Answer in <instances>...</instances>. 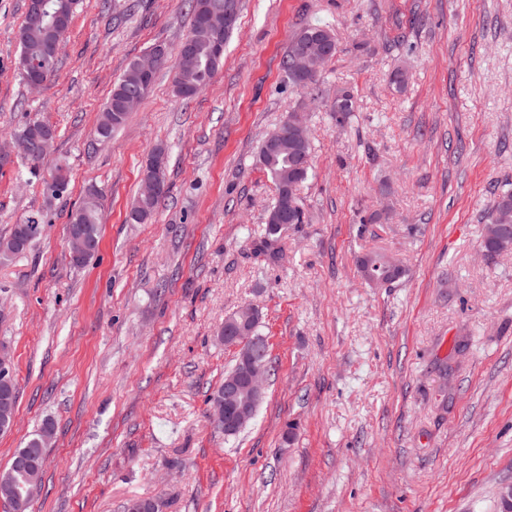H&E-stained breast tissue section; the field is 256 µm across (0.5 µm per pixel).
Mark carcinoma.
<instances>
[{"label":"carcinoma","instance_id":"carcinoma-1","mask_svg":"<svg viewBox=\"0 0 512 512\" xmlns=\"http://www.w3.org/2000/svg\"><path fill=\"white\" fill-rule=\"evenodd\" d=\"M192 12V24L188 34L196 30L199 16L198 10L205 6L215 15H222L229 10L238 13V0H186ZM48 35L44 27L34 22L30 14H25L19 32L20 55L19 71H24L26 65H38L44 69L46 77L50 78L57 71L58 59L50 61L45 59ZM309 46L316 52L330 49V56L337 52V42L331 30L322 25H307L295 32L289 42V47L298 44ZM173 63L175 77L172 84L173 96L182 101H190L203 91L211 82L221 61L216 59L210 49V38L205 33L196 35L193 50L186 54L168 52L160 65ZM140 90L139 76L136 63L129 64L123 75L113 84L112 90L103 104L95 134L100 140H107L112 133L119 129L126 121L128 112L120 111V103L129 92ZM310 140L302 138L296 147L288 151L272 155L268 152L267 143L261 142L258 151V163L274 184L276 197L265 216V228L255 244L254 250L259 254L275 253L282 233L294 224L305 223V213L298 200H288V190L284 189L285 178L292 176L302 182L309 177ZM167 192L166 182H161L158 198L147 201L136 196L131 202L126 221L131 224H146L152 220L159 204ZM103 193L84 192L79 203L69 215L67 228L79 227L90 239L98 242L101 237L103 220ZM512 210V190L500 192L494 199L488 212V223L482 241V248L489 257L512 250V223H503V218ZM43 222L32 219L29 223L14 224L9 236L0 240V255L9 257L28 250L39 239L42 233ZM359 271L365 281L373 282L378 287L387 288L399 281L405 275V268L392 256L380 251H367L357 258ZM248 331L245 334L247 341L259 340L263 350L259 361L264 364L268 372H274L270 347L266 336L260 327L261 317L243 315ZM6 391L8 400L0 396V428H9L15 416L18 398V386L14 377L0 378V393ZM52 428L47 422L38 430L30 434L22 447L16 449L9 466L3 473L11 475L10 486L0 492V499L8 506V512H28L29 504L34 491L41 486L45 467V449L39 447L37 441L41 431Z\"/></svg>","mask_w":512,"mask_h":512}]
</instances>
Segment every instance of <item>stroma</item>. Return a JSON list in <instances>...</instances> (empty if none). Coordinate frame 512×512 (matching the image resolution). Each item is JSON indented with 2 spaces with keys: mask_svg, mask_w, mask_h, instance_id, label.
Returning <instances> with one entry per match:
<instances>
[{
  "mask_svg": "<svg viewBox=\"0 0 512 512\" xmlns=\"http://www.w3.org/2000/svg\"><path fill=\"white\" fill-rule=\"evenodd\" d=\"M241 4L203 92L177 101L162 68L102 142L114 82L187 34L183 0H80L36 91L18 70L26 0H0V147L44 120L58 131L45 165L70 175L55 199L18 165L0 169V237L45 219L31 250L0 259V353L19 389L0 470L49 420L29 512H124L156 496L164 512H498L512 483V252L488 258L481 240L512 189V0ZM309 24L338 50L304 94L283 59ZM342 90L355 110L340 127L329 106ZM291 112L311 142L307 221L267 262L252 241L276 191L256 152ZM159 145L168 193L151 222L127 223ZM91 184L104 194L100 248L75 267L66 225ZM371 250L404 279L369 287L356 260ZM249 302L276 370L228 442L208 396L236 352L215 334Z\"/></svg>",
  "mask_w": 512,
  "mask_h": 512,
  "instance_id": "1",
  "label": "stroma"
}]
</instances>
